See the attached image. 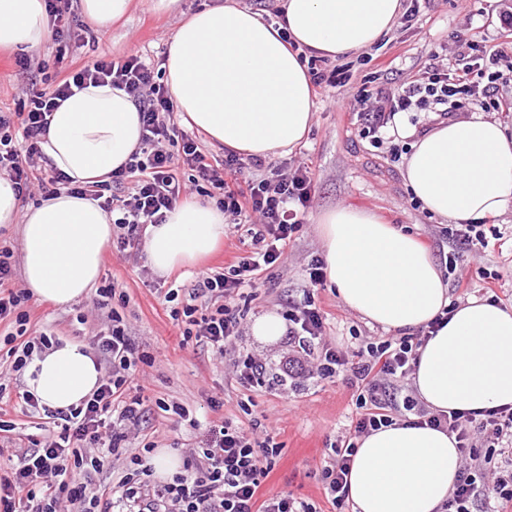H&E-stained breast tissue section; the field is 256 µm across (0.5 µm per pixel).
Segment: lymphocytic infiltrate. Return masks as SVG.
I'll use <instances>...</instances> for the list:
<instances>
[{
	"label": "lymphocytic infiltrate",
	"instance_id": "f902f5d3",
	"mask_svg": "<svg viewBox=\"0 0 512 512\" xmlns=\"http://www.w3.org/2000/svg\"><path fill=\"white\" fill-rule=\"evenodd\" d=\"M501 50L463 54L457 67H430L423 79L397 88L358 92L350 111L363 121L359 131L380 146V131L400 112H432L442 119L460 110H512V103L494 98L492 86L501 77L494 66ZM124 90L140 112L142 139L121 170L130 181L126 194L117 195L108 180L79 187V194L98 200L113 224L124 229L119 247H127L141 226L165 223L168 211L189 193L177 176L180 168L195 171L204 186L202 196L214 199L231 217L251 253L225 273L203 274L182 309L185 336L195 338L216 355H223L242 335L234 302L240 289L257 283L278 263L294 234L314 189L308 167L275 168L261 157H240L225 150L223 160H211L192 137H182V151L173 154L167 142L180 137L174 101L168 87L157 81L152 66L140 57L99 58L72 69L52 92L32 96L20 109L0 114V173L7 175L19 195L67 184L61 172L44 175L40 137L49 118L72 93L87 85ZM313 287L326 275L321 260L308 268ZM290 304L288 336L296 344L284 362L286 373L323 380L346 377L355 389L360 414L349 433L331 444L322 469L325 497L334 512H345L350 501L348 475L356 453V438L393 424L405 414L417 423L454 434L464 462L443 512H474L481 497L492 496L484 512H512V407L484 412L434 414L403 396L414 371L418 350L429 337L420 331L406 336H381L349 353L325 341L324 314L314 294ZM28 295L15 281L12 253L0 246V323L15 327L6 341L15 370L31 361L34 351L52 347L55 340L30 326ZM100 360L108 368L97 389L78 406L48 411L56 429L36 441L19 467L0 472V512H322L315 504L292 494L262 496L260 489L280 453L272 439L257 440L243 428L224 421L210 425L199 446L185 456L186 474L163 485L150 482L152 471L145 453L132 454L130 467L111 497L90 483L71 477L78 468H98L104 459L121 456V444L137 426L144 409L140 397L127 389L141 361L124 324L117 323L94 336Z\"/></svg>",
	"mask_w": 512,
	"mask_h": 512
}]
</instances>
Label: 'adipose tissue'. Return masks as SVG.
Segmentation results:
<instances>
[{"label":"adipose tissue","instance_id":"obj_1","mask_svg":"<svg viewBox=\"0 0 512 512\" xmlns=\"http://www.w3.org/2000/svg\"><path fill=\"white\" fill-rule=\"evenodd\" d=\"M402 0H283L280 38L237 0L187 15L167 44L165 82L181 120L219 146L247 155L288 154L314 121L300 49L335 59L376 43L394 27ZM52 34L46 0H0V48L39 50ZM411 137L403 177L425 210L456 224L512 207V137L481 116L440 123ZM141 142L139 111L112 86L75 91L51 117L41 148L74 184L121 169ZM22 234L26 288L67 305L100 276L112 224L98 201L60 189L25 206L0 175V226ZM326 277L342 303L372 326L395 333L427 327L454 312L419 351L415 395L433 413L479 414L512 407V310L474 297L451 306L448 285L415 236L370 211L339 206L316 219ZM224 238V214L197 200L177 204L148 228V263L159 275L191 266ZM102 378L91 348L64 341L24 370L40 405L65 410ZM349 483L354 512H439L456 482L461 455L447 432L405 422L361 436Z\"/></svg>","mask_w":512,"mask_h":512}]
</instances>
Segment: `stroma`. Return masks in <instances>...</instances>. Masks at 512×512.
<instances>
[{
	"label": "stroma",
	"mask_w": 512,
	"mask_h": 512,
	"mask_svg": "<svg viewBox=\"0 0 512 512\" xmlns=\"http://www.w3.org/2000/svg\"><path fill=\"white\" fill-rule=\"evenodd\" d=\"M151 0H135L129 15L109 29L84 24L80 41L68 43L64 61H57V42L22 55L0 49V111H16L34 94L51 92L65 69H73L100 54L118 59L140 55L148 62L162 60L167 41L180 19L151 10ZM512 0H422L419 18L412 27L396 25L369 50L327 61V68H344L345 85L325 87L314 94L315 117L302 144L294 152L271 157V164L296 168L308 164L312 170L314 193L303 215V225L295 233L288 253L265 271L259 283L244 289L239 307L245 330L224 358L192 338H184L183 328L170 316L173 304H185L188 291L202 271L228 272L249 248L240 243L233 225H225L219 248L200 264L179 268L166 276L149 266L145 237L137 235L131 247L105 248L98 286L115 283L118 295L108 306H100L95 292L62 306L31 299L32 312L39 314L38 327L59 340L92 343L94 334L117 315L131 330L137 353L152 358V365H140L134 382L144 402L145 416L128 442L129 453L145 444L183 453L199 442L210 423L222 420L241 424L257 439L272 438L281 449L272 470L262 484L266 493L287 492L322 505L326 499L321 469L328 448L338 435L348 432L356 418L353 390L345 380L333 382L291 379L282 371L281 359L288 351L287 338L272 345L257 342L249 332L259 316L285 314L289 300H302L308 287L306 269L321 257L322 246L315 219L323 210L351 206L373 211L386 223L414 234L440 269H447L448 254L454 247L449 225L415 205L403 179V164L392 161L389 149L396 139L373 147L359 137L357 118L346 104L361 89L396 87L418 79L432 59L454 62L450 47L477 43L503 46L505 56L498 68L512 71V34L500 21ZM29 58L30 70L19 62ZM485 248L461 253L458 271L476 297L494 289L501 305L512 308V212L487 219ZM179 291L176 303H168V289ZM325 313L326 339L332 345L354 351L372 338L382 336L380 328L366 324L339 300L336 291L323 285L314 292ZM253 355L266 363V384L249 392L232 373L240 358ZM13 360L0 350V396L12 409L6 415L15 425L8 439L0 441V468L17 466L29 449V435L35 434L40 415L15 410L18 392L25 385L21 373L12 369ZM189 411V418L175 414V407ZM197 425H190V418Z\"/></svg>",
	"instance_id": "1"
}]
</instances>
